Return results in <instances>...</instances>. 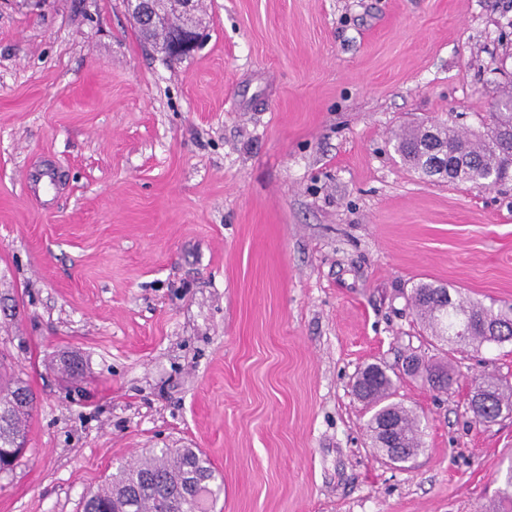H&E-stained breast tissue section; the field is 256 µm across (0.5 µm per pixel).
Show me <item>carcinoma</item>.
I'll use <instances>...</instances> for the list:
<instances>
[{
	"mask_svg": "<svg viewBox=\"0 0 512 512\" xmlns=\"http://www.w3.org/2000/svg\"><path fill=\"white\" fill-rule=\"evenodd\" d=\"M483 131L468 138L447 125L418 126L397 136V151L419 175L438 181L485 186L512 177V142L503 133L512 130V87L495 110L482 121ZM412 301L424 327L451 345L491 348L512 341V305L494 308L479 301L453 297L443 284L421 282ZM501 325L500 334L490 324ZM437 391H448L454 376L445 364L415 367ZM395 380L386 369L367 366L360 398L375 408L368 429L377 452L398 455V462L413 459L422 447L418 416L391 401ZM476 397L483 402L489 425L512 415V386L492 377L474 380ZM34 402L33 392L21 378L0 367V476L14 469L10 456L16 442H26L25 426ZM209 460L195 448H160L120 467L94 491L82 498V512H208L221 491ZM498 504L488 512L512 506V467L503 476Z\"/></svg>",
	"mask_w": 512,
	"mask_h": 512,
	"instance_id": "1",
	"label": "carcinoma"
}]
</instances>
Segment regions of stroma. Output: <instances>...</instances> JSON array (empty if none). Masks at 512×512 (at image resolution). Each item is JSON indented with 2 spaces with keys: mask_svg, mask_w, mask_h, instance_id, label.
<instances>
[{
  "mask_svg": "<svg viewBox=\"0 0 512 512\" xmlns=\"http://www.w3.org/2000/svg\"><path fill=\"white\" fill-rule=\"evenodd\" d=\"M199 49L144 42L125 0H0V356L32 389L0 512H81L151 448H197L211 512H483L512 466L431 281L512 304V181L431 182L394 149L479 130L512 84V0H202ZM423 447L376 454L352 388L404 355ZM73 358L77 378L57 371ZM404 373L409 376H421L432 389L437 391L447 392L454 383V376L447 364L427 365L421 369L417 362L412 371L404 370Z\"/></svg>",
  "mask_w": 512,
  "mask_h": 512,
  "instance_id": "stroma-1",
  "label": "stroma"
}]
</instances>
